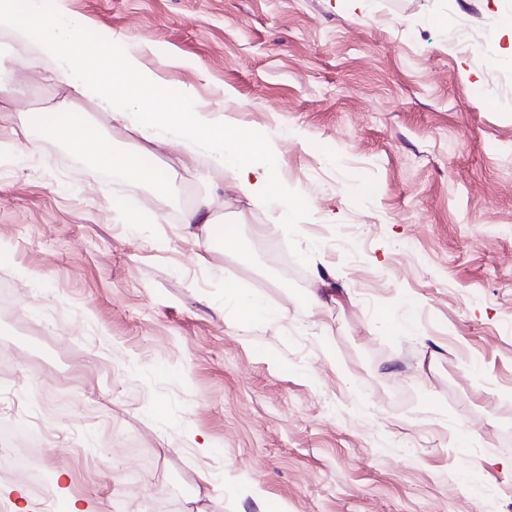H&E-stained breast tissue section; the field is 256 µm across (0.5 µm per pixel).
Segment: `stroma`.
I'll return each mask as SVG.
<instances>
[{
  "instance_id": "obj_1",
  "label": "stroma",
  "mask_w": 512,
  "mask_h": 512,
  "mask_svg": "<svg viewBox=\"0 0 512 512\" xmlns=\"http://www.w3.org/2000/svg\"><path fill=\"white\" fill-rule=\"evenodd\" d=\"M43 5L137 50L156 111L185 96L266 139L309 201L278 223L174 143L145 157L170 197L96 169L44 126L146 140L57 62L0 96V426L41 413L47 482L94 512H512V0ZM204 180L240 251L186 232ZM228 280L280 320L235 328Z\"/></svg>"
}]
</instances>
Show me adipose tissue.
<instances>
[{"label":"adipose tissue","instance_id":"1","mask_svg":"<svg viewBox=\"0 0 512 512\" xmlns=\"http://www.w3.org/2000/svg\"><path fill=\"white\" fill-rule=\"evenodd\" d=\"M84 26V21L63 13L46 15L41 0H0V28L35 48L31 66L46 59L58 62L74 98L96 102L110 112L115 123L172 133L186 156H193L198 147H206L216 165L235 170L239 188L251 199L274 203L281 223L296 222L306 202L299 196L276 193L265 142L245 136L226 140L223 119L190 109L154 111L151 102L166 94L162 78L143 65L136 51L113 54L111 38H81ZM75 39L80 40L81 47L73 55L68 45ZM143 157L140 151L119 153L105 147L92 154L96 168L131 172L140 182L152 186L156 196L167 197L170 177L159 176Z\"/></svg>","mask_w":512,"mask_h":512}]
</instances>
